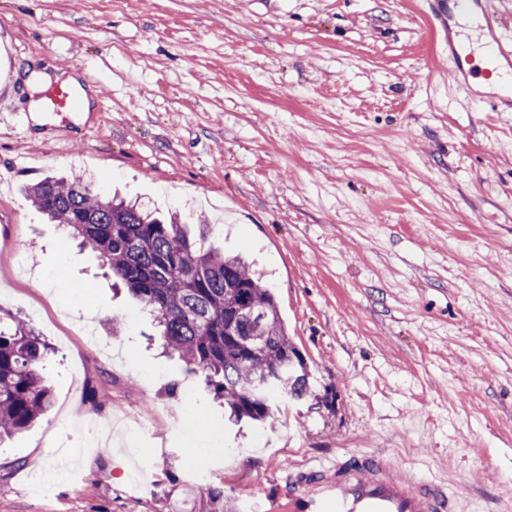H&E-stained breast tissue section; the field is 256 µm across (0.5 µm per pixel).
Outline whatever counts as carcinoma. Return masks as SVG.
<instances>
[{
  "mask_svg": "<svg viewBox=\"0 0 512 512\" xmlns=\"http://www.w3.org/2000/svg\"><path fill=\"white\" fill-rule=\"evenodd\" d=\"M48 219L66 225L156 315L164 350L189 373L205 375L228 419L264 422L278 400L310 395L305 359L293 346L271 288L245 259L189 238L178 217L165 222L135 202L106 198L79 177L47 176L25 188ZM235 335H224V324ZM50 347L21 321L0 322V436L32 427L52 403L43 374ZM208 512H235L224 491L208 492Z\"/></svg>",
  "mask_w": 512,
  "mask_h": 512,
  "instance_id": "1",
  "label": "carcinoma"
}]
</instances>
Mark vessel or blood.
I'll list each match as a JSON object with an SVG mask.
<instances>
[{
  "mask_svg": "<svg viewBox=\"0 0 512 512\" xmlns=\"http://www.w3.org/2000/svg\"><path fill=\"white\" fill-rule=\"evenodd\" d=\"M488 0H430L434 30L451 45L454 67L450 79L469 89L466 66L470 54L454 46L450 21L456 14L486 11ZM485 56L498 76L494 108L512 105V45H504L493 22H486ZM390 457L377 453L342 459L329 468H298L288 479V512H453L454 496L433 482L398 478Z\"/></svg>",
  "mask_w": 512,
  "mask_h": 512,
  "instance_id": "1",
  "label": "vessel or blood"
}]
</instances>
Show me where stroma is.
Returning <instances> with one entry per match:
<instances>
[{"mask_svg": "<svg viewBox=\"0 0 512 512\" xmlns=\"http://www.w3.org/2000/svg\"><path fill=\"white\" fill-rule=\"evenodd\" d=\"M452 66L427 0H0V113L28 112V67L96 91L86 117L0 121V311L51 345L54 390L0 439V512H205L214 487L285 512L289 468L378 452L455 512H512V111L480 59L468 96ZM53 173L247 253L319 405L225 423L98 253L22 196Z\"/></svg>", "mask_w": 512, "mask_h": 512, "instance_id": "obj_1", "label": "stroma"}]
</instances>
